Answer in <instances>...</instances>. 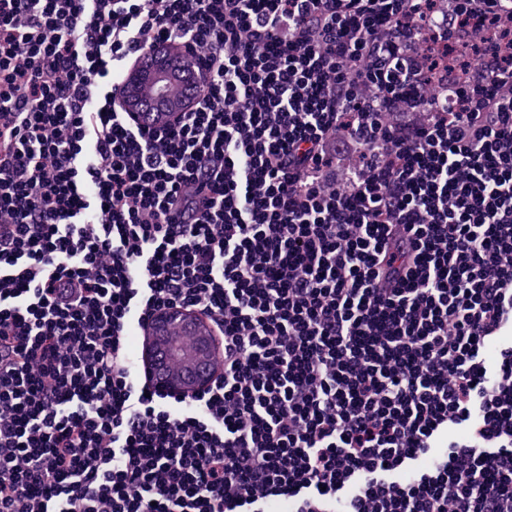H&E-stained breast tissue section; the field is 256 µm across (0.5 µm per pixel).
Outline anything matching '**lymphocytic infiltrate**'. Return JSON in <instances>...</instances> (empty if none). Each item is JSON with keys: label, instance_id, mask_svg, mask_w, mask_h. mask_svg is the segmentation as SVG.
Masks as SVG:
<instances>
[{"label": "lymphocytic infiltrate", "instance_id": "obj_1", "mask_svg": "<svg viewBox=\"0 0 512 512\" xmlns=\"http://www.w3.org/2000/svg\"><path fill=\"white\" fill-rule=\"evenodd\" d=\"M512 0H0V512H512ZM184 49L187 109L113 75ZM205 315L222 371L126 340ZM155 330L157 332L158 341L156 349V365L159 370L165 374V364L169 359V350L172 341L177 336H185L180 332L171 333L167 336V331H181L190 330L193 333L196 331L195 322L188 317L186 312L182 309H170L160 313L156 318ZM213 352L211 341L200 335L194 347L191 348L190 360L182 364L183 372L177 378L166 379L163 391L175 394L180 385H206L209 382V361Z\"/></svg>", "mask_w": 512, "mask_h": 512}]
</instances>
